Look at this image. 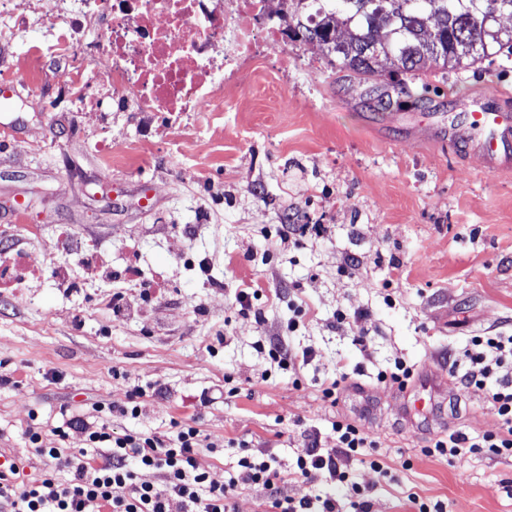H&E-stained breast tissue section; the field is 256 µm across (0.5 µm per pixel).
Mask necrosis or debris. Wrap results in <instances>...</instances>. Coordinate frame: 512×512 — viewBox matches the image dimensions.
I'll use <instances>...</instances> for the list:
<instances>
[{"mask_svg":"<svg viewBox=\"0 0 512 512\" xmlns=\"http://www.w3.org/2000/svg\"><path fill=\"white\" fill-rule=\"evenodd\" d=\"M50 41L29 47L21 76L33 78L46 57L69 64L56 74L69 97L90 99L95 80L117 112L135 108L180 116L210 110L224 89V32L239 45L282 41L280 30L256 36L264 0H58Z\"/></svg>","mask_w":512,"mask_h":512,"instance_id":"1","label":"necrosis or debris"}]
</instances>
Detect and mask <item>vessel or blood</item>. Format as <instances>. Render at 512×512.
<instances>
[{"label": "vessel or blood", "mask_w": 512, "mask_h": 512, "mask_svg": "<svg viewBox=\"0 0 512 512\" xmlns=\"http://www.w3.org/2000/svg\"><path fill=\"white\" fill-rule=\"evenodd\" d=\"M448 140L463 144L472 158L492 171L512 168V113L480 106L466 127L449 125Z\"/></svg>", "instance_id": "obj_1"}]
</instances>
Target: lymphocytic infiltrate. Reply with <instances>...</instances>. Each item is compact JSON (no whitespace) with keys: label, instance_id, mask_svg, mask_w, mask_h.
<instances>
[{"label":"lymphocytic infiltrate","instance_id":"f902f5d3","mask_svg":"<svg viewBox=\"0 0 512 512\" xmlns=\"http://www.w3.org/2000/svg\"><path fill=\"white\" fill-rule=\"evenodd\" d=\"M450 371L464 383L485 389L497 427L477 436L453 431L425 448V455L453 461L484 449L511 457L512 335L471 337L455 349ZM143 396L136 388L127 391L122 403L100 402L93 415L70 417L54 429L53 445L45 442L40 428H29L34 453L54 459L56 467L22 485L14 475L0 476V512H231L235 492L252 485L269 491L272 512H340L336 498L285 496L281 485L290 477L306 485L321 474L347 481L345 465L352 460L379 473L385 470L376 443L363 428L337 421L332 425L334 447H323L318 434H309L290 471L273 457H255L247 444H240L236 476L219 483L197 465L201 439L196 427L178 425L172 436L113 429L112 414L141 415ZM73 431L82 435L83 445L68 452L61 444Z\"/></svg>","mask_w":512,"mask_h":512}]
</instances>
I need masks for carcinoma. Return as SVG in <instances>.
Listing matches in <instances>:
<instances>
[{
  "instance_id": "obj_1",
  "label": "carcinoma",
  "mask_w": 512,
  "mask_h": 512,
  "mask_svg": "<svg viewBox=\"0 0 512 512\" xmlns=\"http://www.w3.org/2000/svg\"><path fill=\"white\" fill-rule=\"evenodd\" d=\"M288 40L326 49L330 65L361 82L388 64L416 77L464 69L512 50V0H277Z\"/></svg>"
}]
</instances>
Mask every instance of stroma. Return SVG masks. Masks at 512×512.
<instances>
[{
  "instance_id": "35a3bbf8",
  "label": "stroma",
  "mask_w": 512,
  "mask_h": 512,
  "mask_svg": "<svg viewBox=\"0 0 512 512\" xmlns=\"http://www.w3.org/2000/svg\"><path fill=\"white\" fill-rule=\"evenodd\" d=\"M54 14L43 0L23 32L0 37V72L47 38ZM237 50L226 36L219 106L172 128L85 110L59 90L65 62L53 57L0 101V262L42 270L0 291V448L34 479L54 461L29 449L31 421L50 429L139 388L141 415L112 416L114 430L194 425L198 466L220 483L237 470L240 442L289 467L305 435L331 446V424L344 420L376 441L392 473L350 462L371 512H417L412 493L447 512H512V457L424 453L449 432L496 427L485 391L451 376L446 355L472 336L512 334V170H485L421 118L463 124L484 94L512 110V55L424 76L416 104L369 98L386 74L360 83L309 45L269 44L241 61ZM62 225L108 255L109 277L87 280L77 257L54 250ZM132 260L142 278L165 273L167 294L143 298L124 275ZM59 265L75 288L58 285ZM242 286L256 290L245 311ZM116 292L123 310L101 306ZM340 310L359 317L338 323ZM275 336L314 348L300 385L270 365ZM397 359L415 368L404 392L376 380ZM340 368L348 380L324 401L320 386Z\"/></svg>"
}]
</instances>
